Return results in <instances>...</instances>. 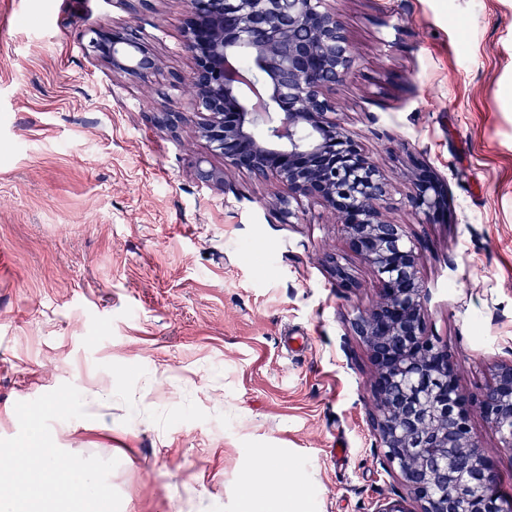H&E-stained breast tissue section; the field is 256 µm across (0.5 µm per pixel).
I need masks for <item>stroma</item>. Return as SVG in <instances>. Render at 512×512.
<instances>
[{"mask_svg": "<svg viewBox=\"0 0 512 512\" xmlns=\"http://www.w3.org/2000/svg\"><path fill=\"white\" fill-rule=\"evenodd\" d=\"M129 2L0 0V438L19 431L17 402L69 383L101 398L53 440L118 459L120 512H242L264 456L303 487L288 512H374L401 488L351 328L378 281L322 205L284 221L271 185L196 136L194 96L172 85L194 67L186 0ZM327 4L358 61L332 91L339 119L380 162L387 218L422 246L428 330L475 389L512 350V0ZM105 25L147 41L159 71L112 72L88 46ZM173 98L171 132L154 116ZM411 153L446 181L448 223L403 206ZM472 427L512 494V452Z\"/></svg>", "mask_w": 512, "mask_h": 512, "instance_id": "stroma-1", "label": "stroma"}]
</instances>
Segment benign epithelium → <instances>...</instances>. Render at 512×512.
I'll return each mask as SVG.
<instances>
[{"instance_id":"benign-epithelium-1","label":"benign epithelium","mask_w":512,"mask_h":512,"mask_svg":"<svg viewBox=\"0 0 512 512\" xmlns=\"http://www.w3.org/2000/svg\"><path fill=\"white\" fill-rule=\"evenodd\" d=\"M187 12L182 48L194 61L199 136L225 166L277 185L284 217L304 199L339 216L349 249L377 275L379 299L351 327L374 367L372 428L407 495H384L375 512H505L471 416L479 411L512 448V359L466 392L448 346L427 333L420 244L383 218L388 184L329 95L355 66L344 23L326 0H188ZM90 43L114 73L146 81L159 69L149 45L118 28ZM181 120L175 100L158 117L169 128ZM410 169L404 206L426 224L446 220L445 181L421 155ZM328 270L338 287H356L339 258Z\"/></svg>"}]
</instances>
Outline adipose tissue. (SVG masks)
<instances>
[{"label": "adipose tissue", "mask_w": 512, "mask_h": 512, "mask_svg": "<svg viewBox=\"0 0 512 512\" xmlns=\"http://www.w3.org/2000/svg\"><path fill=\"white\" fill-rule=\"evenodd\" d=\"M301 492V486L288 474L269 462H261L259 472L246 480L244 512H283L289 496Z\"/></svg>", "instance_id": "adipose-tissue-1"}]
</instances>
